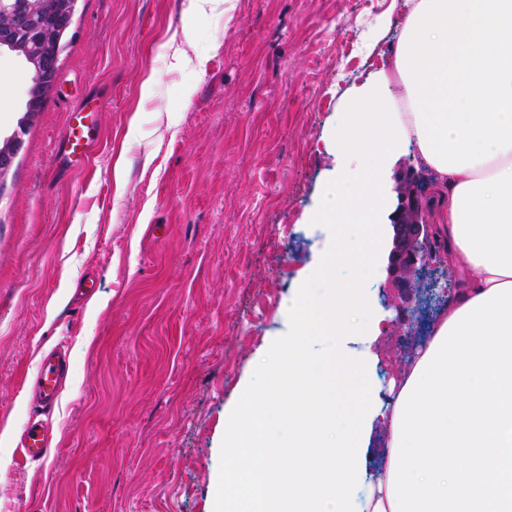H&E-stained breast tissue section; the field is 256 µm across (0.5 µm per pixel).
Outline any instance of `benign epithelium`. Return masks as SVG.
I'll return each instance as SVG.
<instances>
[{"label":"benign epithelium","instance_id":"obj_1","mask_svg":"<svg viewBox=\"0 0 512 512\" xmlns=\"http://www.w3.org/2000/svg\"><path fill=\"white\" fill-rule=\"evenodd\" d=\"M422 211L418 194L408 191L400 197L393 221L394 247L388 255V284L404 297L416 288V275L425 265L431 243V225L424 223Z\"/></svg>","mask_w":512,"mask_h":512}]
</instances>
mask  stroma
Listing matches in <instances>:
<instances>
[{"mask_svg":"<svg viewBox=\"0 0 512 512\" xmlns=\"http://www.w3.org/2000/svg\"><path fill=\"white\" fill-rule=\"evenodd\" d=\"M77 0L58 85L0 192V512H214L224 423L296 282L340 95L393 54L405 0ZM189 57L178 67L175 56ZM0 134L31 73L0 55ZM107 102L87 166L50 156L67 106ZM419 312L379 287L397 377L459 277L441 242ZM94 276L96 294L74 296ZM68 349L44 464L20 436L43 352Z\"/></svg>","mask_w":512,"mask_h":512,"instance_id":"1","label":"stroma"}]
</instances>
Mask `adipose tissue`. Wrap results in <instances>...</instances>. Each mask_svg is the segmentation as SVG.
<instances>
[{
    "mask_svg": "<svg viewBox=\"0 0 512 512\" xmlns=\"http://www.w3.org/2000/svg\"><path fill=\"white\" fill-rule=\"evenodd\" d=\"M393 71L349 87L336 170L307 221L321 261L224 428L216 512H512V0H406ZM463 272L402 376L379 380L373 286L392 235L387 174L408 150ZM356 411L320 406V371ZM383 427V460L368 470Z\"/></svg>",
    "mask_w": 512,
    "mask_h": 512,
    "instance_id": "ef3b65f1",
    "label": "adipose tissue"
}]
</instances>
